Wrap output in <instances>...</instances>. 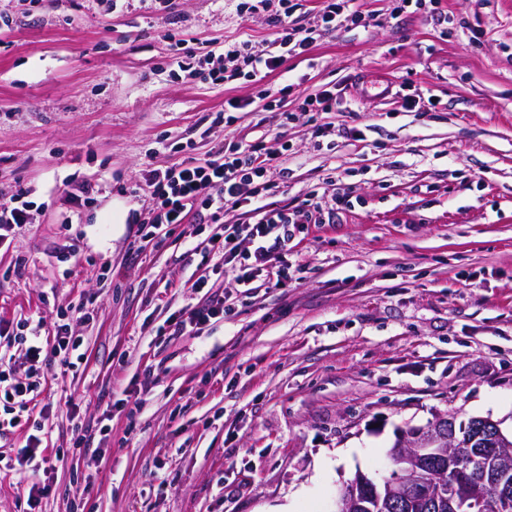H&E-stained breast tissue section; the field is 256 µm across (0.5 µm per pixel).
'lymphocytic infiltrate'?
Masks as SVG:
<instances>
[{"label":"lymphocytic infiltrate","mask_w":512,"mask_h":512,"mask_svg":"<svg viewBox=\"0 0 512 512\" xmlns=\"http://www.w3.org/2000/svg\"><path fill=\"white\" fill-rule=\"evenodd\" d=\"M261 8L267 10L266 21L273 29L261 45L243 39L221 48L210 43L191 48L176 33H166L178 68L188 78L214 84L240 75L258 82L288 59L306 56L323 30L346 25L357 17L354 0H324L323 8L307 27L289 23L296 9L294 0H240L238 5L243 14ZM281 157V152L259 141L228 154L219 150L206 158H190L163 169L145 165L139 183L153 207L147 237H164L176 230L189 241L205 236L210 253L223 261L225 273L239 288H251L261 276L284 279L288 271L285 259L297 231L308 224L323 223L324 212L320 203L310 201L292 208L260 206V199L275 187L272 176ZM239 210L245 212V220L225 223V215ZM228 300L225 294H209L173 312L166 321L167 328L177 336L198 334L223 319ZM62 317L47 341L42 338L40 324H0V339L5 342L0 352V438L23 425L32 428L15 455L0 454V473L19 467L46 472L54 468L51 455L42 446L41 425L33 421L30 404L43 391L51 370H71L83 363L84 339L75 335L74 328L90 322L91 314L81 306L69 307ZM18 355L29 365L22 377L13 368Z\"/></svg>","instance_id":"1"}]
</instances>
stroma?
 <instances>
[{
    "label": "stroma",
    "mask_w": 512,
    "mask_h": 512,
    "mask_svg": "<svg viewBox=\"0 0 512 512\" xmlns=\"http://www.w3.org/2000/svg\"><path fill=\"white\" fill-rule=\"evenodd\" d=\"M356 9L358 25L323 32L263 84L215 85L185 79L163 34L267 39L237 0H177L172 16L138 0H0V198L33 204L0 250V321L49 329L66 307L94 311L77 329L85 369L59 374L38 406L44 446L64 451L43 512H70L77 493L84 512H333L356 472L390 474L398 429L448 414L512 433V0ZM366 76L388 97L360 99ZM327 84L351 106L303 111ZM262 87L288 94L216 122ZM407 89L436 108H403ZM321 124L332 147L317 143ZM254 141L289 146L269 206L313 191L323 207L335 193L350 204L297 235L287 280L248 295L179 234L139 238L151 204L133 192L143 163ZM65 181L109 185L72 226ZM201 278L230 293L224 319L161 335ZM102 394L117 403L106 424ZM76 417L93 438L79 452ZM40 479L1 480L0 512H27Z\"/></svg>",
    "instance_id": "35a3bbf8"
}]
</instances>
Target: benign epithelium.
I'll return each instance as SVG.
<instances>
[{
  "mask_svg": "<svg viewBox=\"0 0 512 512\" xmlns=\"http://www.w3.org/2000/svg\"><path fill=\"white\" fill-rule=\"evenodd\" d=\"M453 424L455 418L438 416L425 427L397 431L390 455L402 464L401 472L384 484L357 473L338 492L333 512H410L421 498L435 504L446 500L451 512H470L475 506L491 512H509L512 467L502 465L490 482L484 478L474 482L469 458L459 452L463 444L456 436L447 434ZM483 425L491 434L486 454L501 457L512 450V438L504 435L496 422L485 419ZM448 456L453 459L451 468L430 467V463Z\"/></svg>",
  "mask_w": 512,
  "mask_h": 512,
  "instance_id": "obj_1",
  "label": "benign epithelium"
}]
</instances>
